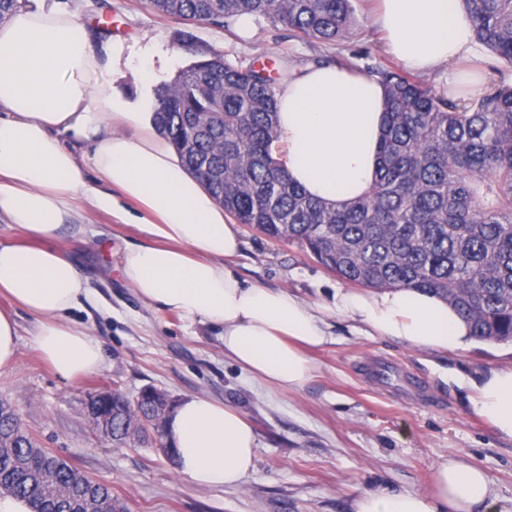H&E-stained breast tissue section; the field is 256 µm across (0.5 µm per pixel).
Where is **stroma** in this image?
<instances>
[{
  "label": "stroma",
  "instance_id": "stroma-1",
  "mask_svg": "<svg viewBox=\"0 0 512 512\" xmlns=\"http://www.w3.org/2000/svg\"><path fill=\"white\" fill-rule=\"evenodd\" d=\"M87 24L111 17L113 37L136 56L151 58L156 86L170 83L194 56L177 34L221 53L234 65L271 62L297 71L321 61L355 69L389 63L366 0L364 17L348 40L327 44L295 37L261 17L230 29L184 24L156 13L147 0H61ZM244 242L232 264L244 279L285 287L312 303L330 301L341 279L298 245L240 226ZM70 257L92 291L69 314L99 341L102 362L84 378L56 374L33 347L35 322L18 311L17 352L0 371V399L8 401L44 447L108 486L130 512H350L368 491H427L441 457L458 454L493 482L489 512H512V441L501 438L469 405L459 377H477L512 364V345L482 342L444 356L374 336L365 326L331 316V339L312 350L315 371L301 388L285 391L249 379L226 359L216 328L190 325L143 303L123 281L119 258L141 232L111 214L89 210L63 228ZM397 363L401 378L379 385L366 364ZM426 380L411 388L403 375ZM115 388L136 397L154 387L180 400L202 394L238 408L258 436L256 466L237 488L201 491L180 478L155 444L119 445L103 437L84 413L88 392ZM441 400L431 408L427 398Z\"/></svg>",
  "mask_w": 512,
  "mask_h": 512
}]
</instances>
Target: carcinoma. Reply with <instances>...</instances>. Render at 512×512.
<instances>
[{
  "instance_id": "cac0c4a2",
  "label": "carcinoma",
  "mask_w": 512,
  "mask_h": 512,
  "mask_svg": "<svg viewBox=\"0 0 512 512\" xmlns=\"http://www.w3.org/2000/svg\"><path fill=\"white\" fill-rule=\"evenodd\" d=\"M355 0H148L157 13L227 27L260 16L295 36L332 42L360 22ZM494 70L512 69V0H463ZM199 59L155 92L153 121L185 167L240 224L295 243L339 278L412 288L448 302L478 341H512V84L455 100L396 65L385 87L378 177L337 208L306 195L273 157L277 84L264 68ZM149 401L112 416V436L143 440ZM106 489L41 446L0 399V496L30 512H86Z\"/></svg>"
}]
</instances>
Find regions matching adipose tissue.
Returning <instances> with one entry per match:
<instances>
[{
	"label": "adipose tissue",
	"mask_w": 512,
	"mask_h": 512,
	"mask_svg": "<svg viewBox=\"0 0 512 512\" xmlns=\"http://www.w3.org/2000/svg\"><path fill=\"white\" fill-rule=\"evenodd\" d=\"M387 54L416 73L447 67L460 79L476 55L460 0H378L374 16ZM85 23L57 0H25L0 21V370L17 349L16 309L32 315L34 346L63 378L96 370L101 347L70 311L91 290L67 250V218L98 209L133 224L143 244L120 268L144 303L189 323L221 328L224 355L251 379L278 389L308 382V352L330 336L324 312L364 324L415 350L458 355L473 348L470 325L437 296L408 288L336 290L325 308L285 288L250 284L227 265L239 231L156 129L153 115L123 97L106 74L124 47L93 48ZM279 152L308 195L336 206L374 183L384 132L385 89L373 76L339 66L294 73L277 91ZM91 148L84 175L72 143ZM472 411L512 439V365L467 382ZM179 476L199 489L241 486L255 466L257 434L237 408L192 395L166 424ZM492 481L460 456H446L425 492H367L352 512H487Z\"/></svg>",
	"instance_id": "adipose-tissue-1"
}]
</instances>
